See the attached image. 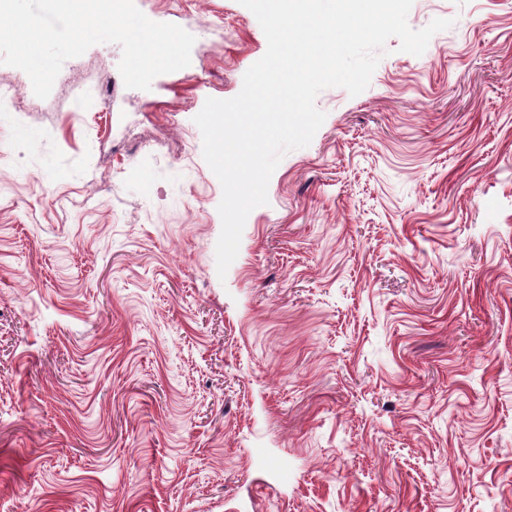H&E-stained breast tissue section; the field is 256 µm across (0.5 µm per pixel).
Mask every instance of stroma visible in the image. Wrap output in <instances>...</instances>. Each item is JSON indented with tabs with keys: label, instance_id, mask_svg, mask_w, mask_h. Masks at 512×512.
Here are the masks:
<instances>
[{
	"label": "stroma",
	"instance_id": "35a3bbf8",
	"mask_svg": "<svg viewBox=\"0 0 512 512\" xmlns=\"http://www.w3.org/2000/svg\"><path fill=\"white\" fill-rule=\"evenodd\" d=\"M195 38L47 98L0 63V512H512V0H413L286 153L219 276L194 122L267 50L239 0H135Z\"/></svg>",
	"mask_w": 512,
	"mask_h": 512
}]
</instances>
